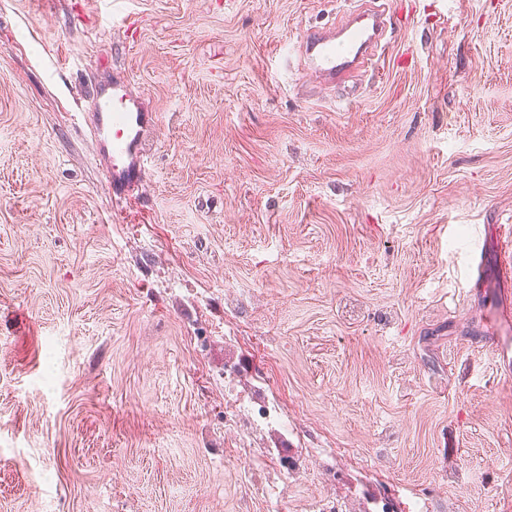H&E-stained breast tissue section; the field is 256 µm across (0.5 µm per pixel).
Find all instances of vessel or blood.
<instances>
[{
	"label": "vessel or blood",
	"mask_w": 512,
	"mask_h": 512,
	"mask_svg": "<svg viewBox=\"0 0 512 512\" xmlns=\"http://www.w3.org/2000/svg\"><path fill=\"white\" fill-rule=\"evenodd\" d=\"M390 13L386 5H366L336 25L307 29L300 48L307 67L323 82L341 86L372 64L385 49ZM100 155L111 172L112 192L129 202L134 185L150 161L151 135L158 126L156 113L145 111L122 83L102 94L85 119ZM512 324V268L499 274V293L490 313L491 328Z\"/></svg>",
	"instance_id": "b4317fda"
}]
</instances>
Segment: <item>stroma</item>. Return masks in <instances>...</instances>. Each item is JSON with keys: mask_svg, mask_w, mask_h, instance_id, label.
Returning a JSON list of instances; mask_svg holds the SVG:
<instances>
[{"mask_svg": "<svg viewBox=\"0 0 512 512\" xmlns=\"http://www.w3.org/2000/svg\"><path fill=\"white\" fill-rule=\"evenodd\" d=\"M352 6L0 0V512H512L467 284L512 240V0H392L376 69L299 74ZM119 71L128 204L83 118Z\"/></svg>", "mask_w": 512, "mask_h": 512, "instance_id": "35a3bbf8", "label": "stroma"}]
</instances>
